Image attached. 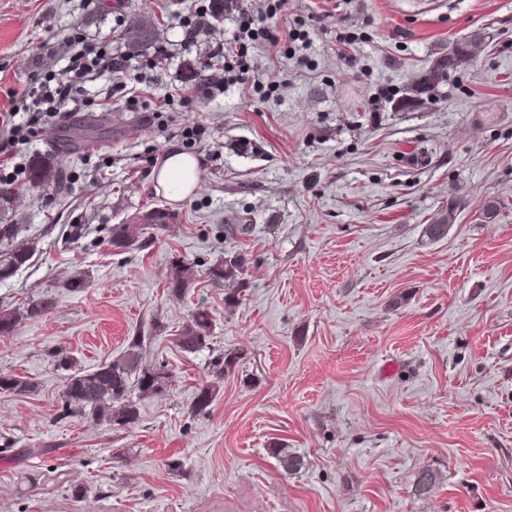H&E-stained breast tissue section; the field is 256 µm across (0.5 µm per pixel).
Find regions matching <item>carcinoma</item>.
<instances>
[{
    "label": "carcinoma",
    "mask_w": 512,
    "mask_h": 512,
    "mask_svg": "<svg viewBox=\"0 0 512 512\" xmlns=\"http://www.w3.org/2000/svg\"><path fill=\"white\" fill-rule=\"evenodd\" d=\"M481 32H475L456 42L448 53V66L469 60L473 47L482 40ZM54 173L48 162L36 158L29 168L32 185L39 187L53 179ZM141 224H114L107 240L115 252L138 245L143 235ZM18 228L14 224H0V281L12 278L31 258L34 245L30 242L14 243ZM247 269L246 258L234 253L224 261L209 269L210 279L218 283L241 280ZM192 288L191 280L177 266L167 283L171 297L182 299ZM52 307L48 299L31 300L22 307L0 308V336L11 335L23 319H35L44 315ZM211 314L205 309L197 310L176 334L174 341L183 352L194 353L206 345L210 337ZM237 356L230 353L216 363L215 378L195 395L192 411L207 412L219 392V384L226 370L236 363ZM57 368L66 372L64 377V410L67 414L90 415L99 421H106L122 427L133 425L139 419L138 407L132 400V391L138 390V397H151L161 394L167 388V374L164 367L148 368L142 365L141 345L132 342L116 359L97 367L84 370L76 367L74 359L61 352L56 355ZM31 383L18 376L0 374V390L14 394L28 391ZM282 470L289 473L298 469L300 461L288 454L284 448L273 453ZM436 476L430 469L418 473L415 492L419 495L429 492L435 484Z\"/></svg>",
    "instance_id": "cac0c4a2"
}]
</instances>
